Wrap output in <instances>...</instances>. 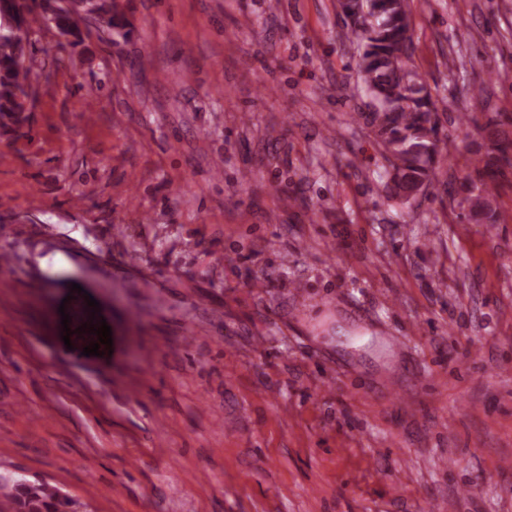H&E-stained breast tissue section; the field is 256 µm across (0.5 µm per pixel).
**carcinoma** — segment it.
<instances>
[{"mask_svg":"<svg viewBox=\"0 0 512 512\" xmlns=\"http://www.w3.org/2000/svg\"><path fill=\"white\" fill-rule=\"evenodd\" d=\"M347 37L357 50L361 91L369 98L368 111L358 118L370 128L386 162L391 191L411 196L418 186L430 187L443 160V113L412 64L408 0H339ZM94 17L78 16L57 7V0H0V118L15 138L26 135L34 96L27 87V71L20 69L32 47L31 36L44 26L70 32L73 44L83 42L81 27L98 24L110 33L117 27L114 0L89 4ZM512 165V141L492 143L484 162L486 179L468 188L471 218L482 224L497 222L495 190L490 180L499 164ZM8 512H68L71 503L43 483L0 478Z\"/></svg>","mask_w":512,"mask_h":512,"instance_id":"carcinoma-1","label":"carcinoma"}]
</instances>
